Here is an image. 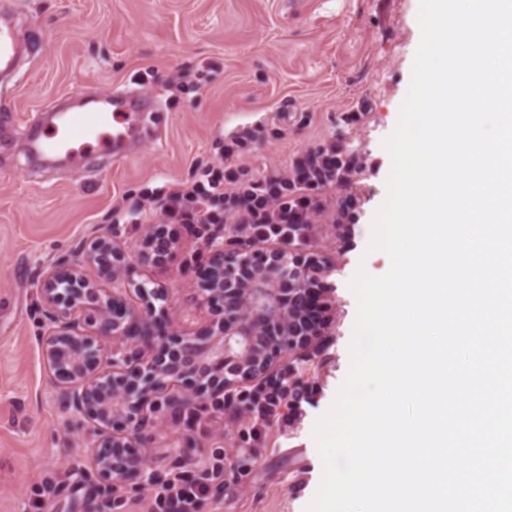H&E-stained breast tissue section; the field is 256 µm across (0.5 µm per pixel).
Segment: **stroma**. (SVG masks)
<instances>
[{
    "instance_id": "35a3bbf8",
    "label": "stroma",
    "mask_w": 512,
    "mask_h": 512,
    "mask_svg": "<svg viewBox=\"0 0 512 512\" xmlns=\"http://www.w3.org/2000/svg\"><path fill=\"white\" fill-rule=\"evenodd\" d=\"M419 0H0L27 56L0 78V512H84L93 498L110 512H148L147 488L109 485L96 473L78 417L49 384L42 357L43 314L35 283L54 260L77 250L132 202L152 211L155 195L189 185L219 164L244 183L290 178L308 152L342 144L362 168L355 205L344 189L323 190L307 247L327 269L321 279L332 321L319 341L277 366L299 370L301 414L247 438V416L213 404L196 414L164 408L144 449L161 482L189 475L221 453L239 469L214 486L202 512H305L319 479L312 430L348 367L357 303L347 283L357 268L373 276L391 262L367 252L370 224L386 197L382 141L398 120L420 41ZM73 90L137 91L154 99L149 134L130 158L94 153L82 166L28 160L21 129ZM354 123H346L348 115ZM136 257L137 277L161 288L162 306L182 335L206 326L196 270L212 241L240 235L224 224H178L154 215L116 224ZM173 239L167 262L137 258L147 230Z\"/></svg>"
}]
</instances>
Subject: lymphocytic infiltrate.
Masks as SVG:
<instances>
[{
    "mask_svg": "<svg viewBox=\"0 0 512 512\" xmlns=\"http://www.w3.org/2000/svg\"><path fill=\"white\" fill-rule=\"evenodd\" d=\"M335 177V155L325 151L308 166L295 170L290 182L258 179L245 183L238 189L239 199L245 202L241 221L251 233H267L273 241L301 231L321 205L318 189L332 185ZM225 199L224 173L211 168L191 185L169 191L160 199L158 209L170 221L220 224ZM287 395L288 384L283 381L245 397L250 413L248 436H259L263 429L283 420L281 406ZM196 469V475H178L154 484L150 492L154 512H200L211 483L223 479L227 469L220 455L197 462Z\"/></svg>",
    "mask_w": 512,
    "mask_h": 512,
    "instance_id": "1",
    "label": "lymphocytic infiltrate"
}]
</instances>
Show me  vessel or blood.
Returning a JSON list of instances; mask_svg holds the SVG:
<instances>
[{
  "label": "vessel or blood",
  "instance_id": "obj_1",
  "mask_svg": "<svg viewBox=\"0 0 512 512\" xmlns=\"http://www.w3.org/2000/svg\"><path fill=\"white\" fill-rule=\"evenodd\" d=\"M26 51L9 18H0V71L14 69ZM148 99L135 91L93 98L75 91L67 106L52 108L44 130L34 139L32 152L46 160L81 163L94 152L123 158L143 122Z\"/></svg>",
  "mask_w": 512,
  "mask_h": 512
}]
</instances>
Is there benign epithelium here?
<instances>
[{"label": "benign epithelium", "mask_w": 512, "mask_h": 512, "mask_svg": "<svg viewBox=\"0 0 512 512\" xmlns=\"http://www.w3.org/2000/svg\"><path fill=\"white\" fill-rule=\"evenodd\" d=\"M143 243V260L162 264L172 253V239L160 233L148 232ZM257 244L251 236L211 246L198 299L215 318L176 338L169 312L154 304L159 289L134 279L135 266L112 226L40 274L48 376L92 425L102 480L145 482L148 465L137 449L160 405L218 402L323 335L328 304L316 287L323 258L307 249L306 233H288L269 252Z\"/></svg>", "instance_id": "benign-epithelium-1"}]
</instances>
